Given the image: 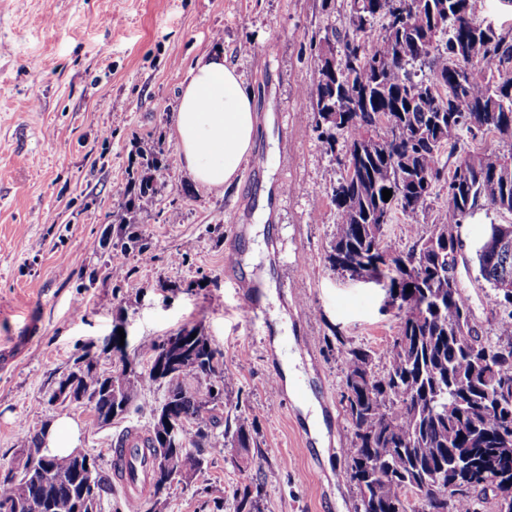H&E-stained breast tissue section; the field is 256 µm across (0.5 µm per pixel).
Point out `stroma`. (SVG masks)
Listing matches in <instances>:
<instances>
[{
    "label": "stroma",
    "instance_id": "obj_1",
    "mask_svg": "<svg viewBox=\"0 0 512 512\" xmlns=\"http://www.w3.org/2000/svg\"><path fill=\"white\" fill-rule=\"evenodd\" d=\"M348 16V0H0V472L62 417L79 423L80 448L110 471L113 438L149 428L164 389L145 384L127 417L100 427L89 401L53 400L59 380L86 352L107 374L124 356L146 371L141 344L196 327L223 354L221 425L246 424L253 442L237 467L235 449H204L202 469L167 489L161 512H236L234 493L247 485L259 487L261 512H356L357 488L336 480L353 436L339 349L370 350L382 370L399 311L381 285L327 261L346 138L325 151L306 91L317 78L315 43ZM216 48L254 97L251 152L264 165L221 191L177 165L156 172L159 191L134 228L147 250L122 255L123 275L112 277L117 189L138 149L174 150L182 84ZM447 206L442 181L418 221L392 212L382 237L407 250ZM238 210L242 233L227 221ZM492 224H512V213L466 218L457 262L472 320L493 342L500 313L476 263ZM258 273L273 293L250 322L239 288ZM291 355L323 418L320 435L293 389L275 381Z\"/></svg>",
    "mask_w": 512,
    "mask_h": 512
}]
</instances>
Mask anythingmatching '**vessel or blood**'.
<instances>
[{"instance_id":"vessel-or-blood-1","label":"vessel or blood","mask_w":512,"mask_h":512,"mask_svg":"<svg viewBox=\"0 0 512 512\" xmlns=\"http://www.w3.org/2000/svg\"><path fill=\"white\" fill-rule=\"evenodd\" d=\"M152 453L146 446V434L137 429L126 431L123 440L112 448V478L121 486L127 512H143L153 495L150 482Z\"/></svg>"}]
</instances>
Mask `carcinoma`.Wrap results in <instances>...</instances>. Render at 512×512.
Listing matches in <instances>:
<instances>
[{
	"mask_svg": "<svg viewBox=\"0 0 512 512\" xmlns=\"http://www.w3.org/2000/svg\"><path fill=\"white\" fill-rule=\"evenodd\" d=\"M480 13L475 0H411L403 20L394 0H349V17L358 24L331 29L340 45L336 71L317 49L318 77L307 91L316 129L329 153L336 151V133L347 136L357 171L334 183L337 224L328 261L343 272L350 263L359 267V276L388 280L402 311L381 373L373 370L369 351L340 350L343 401L353 427L351 447L343 449L344 475L359 491V512H407L406 491L421 496L432 512H477L476 492L489 488L512 495V309L500 315L494 343L460 321L461 311L470 309L460 292L441 318L414 313L415 303L450 288L448 257L457 251L463 221L483 207L512 213V177L505 181L493 171L496 164L512 168V152L467 153L457 160L448 191L460 196L462 206L441 214L435 224L441 239L421 238L405 253L382 239L392 208L410 219L426 211L431 192L422 182L444 177L440 155L455 147L462 131L512 139V36L481 28ZM380 16L386 22L378 27ZM463 39L470 53L460 65L455 46ZM417 62L429 68L430 81L414 79ZM475 62L496 66L498 76L478 74L471 69ZM141 158L144 174L121 192L118 223L127 227L140 223L141 202L156 191L151 172L174 163L161 149ZM385 189L392 191L387 201ZM477 264L490 288L512 282V251H501L492 225ZM145 356L179 366L169 374L142 376L121 357L124 389L116 401L108 388L111 377L87 353L58 386L77 379L99 425L124 415L142 383L164 386L147 447L153 459H182L194 473L203 458L193 449L211 443L219 425L221 353L193 327L151 341ZM179 421L186 426L176 447H164L161 433ZM231 446L249 453L245 425L236 428ZM40 447L37 436L21 466L0 475V512H30L26 505L32 501L40 512H98L102 496L112 494V476L93 458L86 465L70 454L45 461ZM236 512H261L259 496L243 489Z\"/></svg>",
	"mask_w": 512,
	"mask_h": 512,
	"instance_id": "1",
	"label": "carcinoma"
}]
</instances>
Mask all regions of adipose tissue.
<instances>
[{"label":"adipose tissue","mask_w":512,"mask_h":512,"mask_svg":"<svg viewBox=\"0 0 512 512\" xmlns=\"http://www.w3.org/2000/svg\"><path fill=\"white\" fill-rule=\"evenodd\" d=\"M255 105L222 51L199 57L182 86L172 124L176 157L197 183L230 184L252 147Z\"/></svg>","instance_id":"adipose-tissue-1"}]
</instances>
